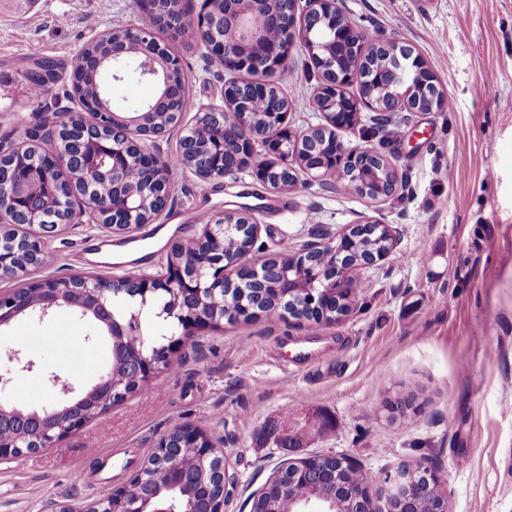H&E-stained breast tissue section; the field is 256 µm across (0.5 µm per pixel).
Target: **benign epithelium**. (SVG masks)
I'll return each mask as SVG.
<instances>
[{"mask_svg": "<svg viewBox=\"0 0 512 512\" xmlns=\"http://www.w3.org/2000/svg\"><path fill=\"white\" fill-rule=\"evenodd\" d=\"M286 14L271 8L274 0H224L221 14L200 13L193 16L170 2L171 18L161 22L151 15L148 22L126 28L127 38L112 40V78H123V64L128 57V44L140 48L142 67L140 77L155 83L173 67L174 56L162 45L164 31L172 26H193L199 32L207 54L224 63L229 73L243 72L249 65L253 50L264 51L266 42L261 29L253 24L259 11L273 17L287 28L291 38L274 49L280 59L288 63L293 50L300 46L310 57H318L325 65L314 96V105L325 123L298 132L291 128L289 109L272 111L259 131L244 125L235 127V146L232 155L210 151L200 154L201 145L217 132H225L233 119L236 106L247 102L252 94L251 84L235 78L224 83V104L204 110L205 121L182 126V119L167 125H152L149 112H97L90 119L72 126L55 121L29 135L28 141H52L59 147H68L73 165L80 169L82 181L66 195H58L52 204L33 191V186H53L59 168L45 163L43 156L30 154L22 145L5 149L0 146V277L15 272L28 275L26 287L8 294H0V328L19 318L43 319L58 308H67L94 324L98 335L109 346V364L125 363L137 383L148 381L169 354L185 342L191 341L200 330L217 328L222 318L212 308V299L224 292V276L231 268L255 270V280L280 296L290 294L284 288L289 277L278 268L268 265L265 270L255 268V262L224 253V224L226 220H212L202 225L195 240L198 249L187 261L181 246L169 251L165 271L156 275L128 274L121 279L96 275L78 276L74 286L64 288L54 279H39L36 271L43 266L48 241L59 235L70 224L79 223L81 212L75 201L84 203L99 215V227L112 234H129L142 217L152 218L164 212L171 197L170 174L160 163H145V158H158V154L143 148L142 142L166 135L173 127H183L178 155L188 168L204 179H222L238 172V164L254 155L255 146L262 144L274 168L287 179L298 177L299 172L309 174L318 181L322 174L317 167L307 166L308 157L318 146L320 137L328 135L334 126L348 127L342 117L345 108L336 99V87L349 82V75L336 71L330 51L336 40L345 36L355 39V47L365 53L370 46L365 38L355 37L354 28L345 29L339 23L345 20L338 0H292ZM392 47L388 75L385 79V97L370 101L365 107L381 117L396 112H432L439 109L438 86L420 100L417 89L421 73L426 68L422 58L410 49H400L396 41ZM338 168L346 173L342 185L352 190L359 185V163L365 156H378L372 148L345 150L333 153ZM137 167L141 172L142 189H126V170ZM102 175L112 178L114 190L112 205L104 206L96 195V182ZM29 229L18 233L14 228ZM351 236L344 232L337 238L306 246L301 254L313 256L327 251L335 258V265L324 287L309 291L307 302L312 310L323 311L337 307L348 300L351 293V272L347 260V245ZM124 294L127 305L122 319L113 312V297ZM165 301L169 316L178 318L179 334L167 341L154 342L151 356L143 357L130 350L126 338L141 332L143 308L154 299ZM30 370L33 362L22 361L13 353L0 369V462L11 461L43 448H52L64 437L82 429L87 422L107 414L112 409V368H107L95 383L83 389L60 375L52 376L58 388L57 396L37 409L19 408L7 399L13 371ZM180 448H195L199 460L198 470L191 474L177 467L168 468L165 487L151 494L142 492L146 467L140 466L96 505L86 508L71 503L49 500L40 512H192V491L204 486L214 475L230 481L228 463L223 450L211 436L201 437L199 427L190 423L177 426ZM422 477L427 490L440 499L437 512H448L447 481L441 471L422 463ZM413 480L404 466L382 475L379 491L370 495L355 494L352 512H412L407 505L413 502Z\"/></svg>", "mask_w": 512, "mask_h": 512, "instance_id": "benign-epithelium-1", "label": "benign epithelium"}]
</instances>
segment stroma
I'll return each instance as SVG.
<instances>
[{
    "instance_id": "stroma-1",
    "label": "stroma",
    "mask_w": 512,
    "mask_h": 512,
    "mask_svg": "<svg viewBox=\"0 0 512 512\" xmlns=\"http://www.w3.org/2000/svg\"><path fill=\"white\" fill-rule=\"evenodd\" d=\"M368 37L413 48L433 72L449 107L402 112L387 156L407 174L404 195L371 200L320 183L283 191L242 171L204 180L182 168L172 202L136 230L153 249L149 263L99 257L107 235L69 225L49 247L56 260L39 277L116 278L161 270L173 240L196 235L197 211L222 217L250 208L264 253H294L371 219L390 225V255L360 272L348 315L310 328L306 321L224 324L174 350L148 387L54 447L0 463V512H38L45 499L82 505L104 497L152 452L158 439L190 422L221 439L234 485L224 512H250L259 490L290 453L264 439L284 417L316 411L333 422L301 455H342L363 471L421 460L448 480V512H512V0H338ZM148 0H0V146L25 140L47 107L79 110L72 58L117 27L139 24ZM203 106L223 100L226 73L202 47L168 41ZM51 61L56 79L42 101L28 96V71ZM285 89L290 121L322 124L312 99L319 73L294 51ZM71 326L60 336L58 325ZM94 326L60 310L0 331V363L14 351L32 360L16 373L9 399L49 401L57 372L76 383L97 378L109 349ZM314 338L308 361L300 343ZM414 396L417 410L391 417L387 402ZM93 440H86V433Z\"/></svg>"
}]
</instances>
